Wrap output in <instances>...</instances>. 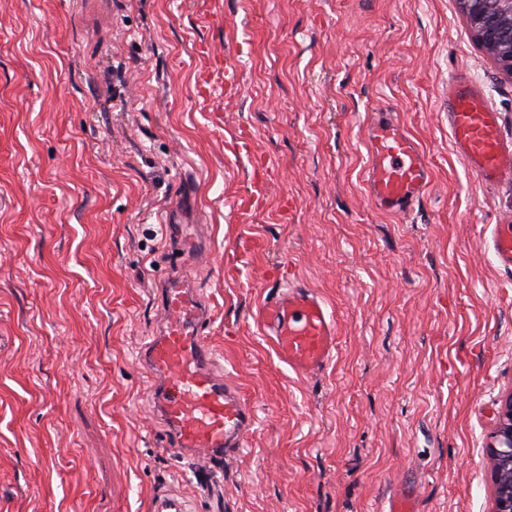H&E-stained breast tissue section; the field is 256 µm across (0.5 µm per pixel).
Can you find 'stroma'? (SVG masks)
Masks as SVG:
<instances>
[{
  "label": "stroma",
  "mask_w": 512,
  "mask_h": 512,
  "mask_svg": "<svg viewBox=\"0 0 512 512\" xmlns=\"http://www.w3.org/2000/svg\"><path fill=\"white\" fill-rule=\"evenodd\" d=\"M242 90L224 97V66ZM469 74L512 140V79L457 0H0V512H494L489 434L512 390V178L486 187L448 130ZM432 172L412 213L366 194L368 113ZM252 155L230 150L242 128ZM269 162L260 210L237 202ZM208 247L185 266L224 376L256 411L212 466L170 447L139 351L183 266L150 238L185 181ZM301 281L337 314L303 378L255 320ZM490 246L498 259L500 265L506 269H512V225H495ZM188 500L180 493L169 492L158 495L151 503L153 512H192Z\"/></svg>",
  "instance_id": "obj_1"
}]
</instances>
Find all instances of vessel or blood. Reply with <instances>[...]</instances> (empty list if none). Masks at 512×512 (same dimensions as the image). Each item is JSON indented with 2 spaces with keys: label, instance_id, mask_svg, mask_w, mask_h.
Segmentation results:
<instances>
[{
  "label": "vessel or blood",
  "instance_id": "1",
  "mask_svg": "<svg viewBox=\"0 0 512 512\" xmlns=\"http://www.w3.org/2000/svg\"><path fill=\"white\" fill-rule=\"evenodd\" d=\"M448 129L457 153L479 181L491 186L512 173V143L499 132V116L483 89L459 75L448 81ZM370 162L368 195L379 211L410 213L431 178L416 140L388 113H371L366 126ZM189 216L171 209L166 216L183 260L195 261L205 249L188 224ZM490 246L500 265L512 269V225H495ZM164 319L156 336L142 347L139 359L155 397L159 419L172 448L180 454L203 451L215 464L246 444L256 416L241 390L214 370L215 353L204 337L210 318L203 296L189 280L171 274L158 297ZM256 320L279 359L295 373L320 374L336 352L337 318L313 289L291 284L267 292ZM152 512H190L180 493L158 495Z\"/></svg>",
  "mask_w": 512,
  "mask_h": 512
}]
</instances>
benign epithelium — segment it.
Returning <instances> with one entry per match:
<instances>
[{
	"mask_svg": "<svg viewBox=\"0 0 512 512\" xmlns=\"http://www.w3.org/2000/svg\"><path fill=\"white\" fill-rule=\"evenodd\" d=\"M475 41L512 78V0H459ZM490 460L495 480V512H512V390L491 433Z\"/></svg>",
	"mask_w": 512,
	"mask_h": 512,
	"instance_id": "benign-epithelium-1",
	"label": "benign epithelium"
}]
</instances>
